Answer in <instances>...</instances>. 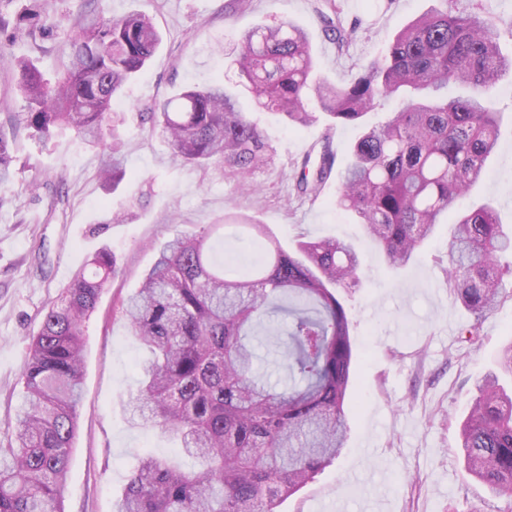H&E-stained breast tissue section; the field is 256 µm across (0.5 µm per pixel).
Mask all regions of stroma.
I'll list each match as a JSON object with an SVG mask.
<instances>
[{
    "instance_id": "obj_1",
    "label": "stroma",
    "mask_w": 512,
    "mask_h": 512,
    "mask_svg": "<svg viewBox=\"0 0 512 512\" xmlns=\"http://www.w3.org/2000/svg\"><path fill=\"white\" fill-rule=\"evenodd\" d=\"M225 2L101 0L106 14L116 18L149 15L162 34L154 57L119 102L127 174L114 192H105L99 181L105 154L78 144L72 132L45 138L22 131L13 140L18 162L12 190L0 204V447L14 440L21 373L48 306L86 260L106 247L116 257L117 273L86 323L64 510L113 512L147 449L194 469L195 461L177 456L166 435L131 422L138 366L149 353L131 335L119 302L137 288L165 242L198 232L224 213L243 211L269 225L284 248L301 239L338 237L356 245L363 263L360 287L336 292L353 341L346 446L333 464L285 499L279 512H316L322 500L338 502L340 512H512V499L493 496L466 473L458 449V427L476 381L512 344V258L503 259L510 270L500 304L481 322L474 342H462L458 329L472 317L448 291V225L438 228L409 265L389 268L354 216L336 206V179L314 200L298 196L294 187L297 162L322 143H329L336 169H343L359 128L330 126L322 114L299 127L274 121L250 105L231 66L239 34L288 18L309 32L317 75L343 85L434 0H336L344 27H359L344 49L321 28L324 0H250L230 11ZM17 57L38 58L49 79L60 62L59 52L41 56L25 41L1 50L0 116L21 109L12 90ZM218 80L235 87L271 146V161L253 176L257 192L244 191L220 166L177 161L161 132L140 119L153 99ZM492 101L503 113L498 145L485 178L462 204L492 202L504 231L512 233L511 76L499 82Z\"/></svg>"
}]
</instances>
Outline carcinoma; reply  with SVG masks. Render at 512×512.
I'll return each mask as SVG.
<instances>
[{"label":"carcinoma","mask_w":512,"mask_h":512,"mask_svg":"<svg viewBox=\"0 0 512 512\" xmlns=\"http://www.w3.org/2000/svg\"><path fill=\"white\" fill-rule=\"evenodd\" d=\"M12 2L0 0V48L26 41L48 52L43 43L57 27L51 0H28L15 13ZM437 2L342 86L316 75L308 33L290 19L241 33L235 63L254 103L289 126L307 125L321 112L335 125L361 128L338 173L336 203L390 265L413 261L437 226L455 216L448 291L474 317L470 334L499 305V258L512 253V237L491 205L462 212L456 205L485 177L497 146L501 115L486 97L512 74V54L500 46L502 21ZM330 8L319 21L342 44L345 29L336 5ZM161 41L144 14L80 13L54 80L32 59L16 61L14 90L23 108L6 121L46 137L70 130L80 143L101 146L112 157L101 167L102 186L116 190L126 176L122 142L105 137L124 117L112 105ZM386 98L398 101L397 110L382 123L366 122ZM143 115L165 134L175 159L219 163L240 183L271 160L263 131L221 82L185 87ZM14 161L0 133L1 193L11 189ZM334 164L327 145L318 160L306 156L297 190L319 193ZM224 223L249 232L262 252L257 262L226 265L224 252L240 237L220 239L217 226L176 236L121 303L133 335L152 354L141 367L135 423L175 435L178 450L201 468L184 472L143 454L114 512H277L347 440L353 350L334 289L360 283L355 246L325 238L300 241L290 252L250 214H226ZM115 273L112 251L100 249L44 315L21 374L17 446L0 448V512H64L84 326ZM272 314L288 318L282 367L291 383L280 390L254 366L253 342L274 334L266 321ZM476 388L460 427L466 469L493 494L512 498V393L494 372Z\"/></svg>","instance_id":"1"}]
</instances>
